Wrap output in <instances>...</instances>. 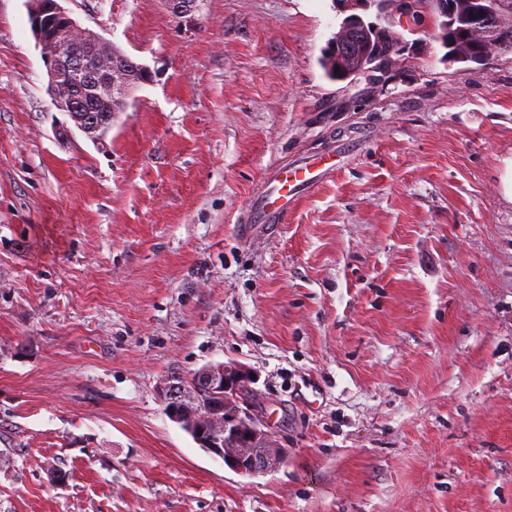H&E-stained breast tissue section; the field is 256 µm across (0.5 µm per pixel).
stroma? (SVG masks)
<instances>
[{
  "instance_id": "35a3bbf8",
  "label": "stroma",
  "mask_w": 512,
  "mask_h": 512,
  "mask_svg": "<svg viewBox=\"0 0 512 512\" xmlns=\"http://www.w3.org/2000/svg\"><path fill=\"white\" fill-rule=\"evenodd\" d=\"M152 74L104 145L0 0V512H512V52L396 0L384 81L329 79L341 0H70ZM334 172L243 234L270 169ZM235 361L287 451L247 478L157 386ZM62 481H53L54 472ZM432 0L436 13L443 18H446L444 27L448 25L452 20H456L454 28H448V31H442L438 33V39L440 40L443 47L447 48L448 51L446 56L450 53H454L457 57H466L467 55H475L482 52V46L471 41L467 38L465 33V23L461 20L460 12L470 8V2L472 0ZM456 13V16H455ZM450 18V19H448ZM443 27V28H444Z\"/></svg>"
}]
</instances>
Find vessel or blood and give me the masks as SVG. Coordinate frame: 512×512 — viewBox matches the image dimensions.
Here are the masks:
<instances>
[{"label":"vessel or blood","instance_id":"obj_1","mask_svg":"<svg viewBox=\"0 0 512 512\" xmlns=\"http://www.w3.org/2000/svg\"><path fill=\"white\" fill-rule=\"evenodd\" d=\"M323 171L306 162L293 168L275 171L263 193L252 200L248 220L253 224H284L301 193L318 183Z\"/></svg>","mask_w":512,"mask_h":512}]
</instances>
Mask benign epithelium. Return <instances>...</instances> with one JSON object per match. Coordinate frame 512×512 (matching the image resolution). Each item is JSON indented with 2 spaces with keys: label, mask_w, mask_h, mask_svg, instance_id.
Wrapping results in <instances>:
<instances>
[{
  "label": "benign epithelium",
  "mask_w": 512,
  "mask_h": 512,
  "mask_svg": "<svg viewBox=\"0 0 512 512\" xmlns=\"http://www.w3.org/2000/svg\"><path fill=\"white\" fill-rule=\"evenodd\" d=\"M33 37L41 49L48 89L55 108L65 114L84 136L100 144L112 127L114 113L126 108V99L150 72L140 67L132 79L128 56L95 31L81 26L65 6L67 0H26ZM353 11L336 37L328 43L331 67H339L342 79L385 75L394 63L393 48L401 40L388 28L365 23L355 13L375 0H342ZM172 12L187 16L199 9L198 0H168ZM470 37L489 48L501 42L507 23L492 0H483L466 16ZM386 46L388 65L369 59L373 38ZM97 61L92 70L86 59ZM167 417L178 424L202 448L242 476L275 471L286 458L264 413L256 410L260 398L255 380L234 362L207 364L178 382L170 376L158 385Z\"/></svg>",
  "instance_id": "benign-epithelium-1"
}]
</instances>
